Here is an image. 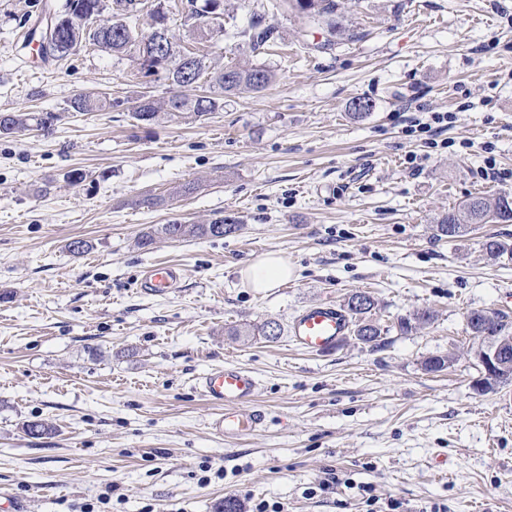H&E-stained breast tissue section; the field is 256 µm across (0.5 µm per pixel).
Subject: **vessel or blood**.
<instances>
[{
    "label": "vessel or blood",
    "instance_id": "vessel-or-blood-1",
    "mask_svg": "<svg viewBox=\"0 0 512 512\" xmlns=\"http://www.w3.org/2000/svg\"><path fill=\"white\" fill-rule=\"evenodd\" d=\"M179 265L155 264L147 267L141 280L142 290L161 295L181 279ZM351 322L335 304L319 303L302 309L289 325L292 344L303 351L327 354L348 336ZM201 395L216 408L209 425L217 436L242 438L259 431L264 425L263 414L252 402L258 389L257 377L237 366L212 368L198 381Z\"/></svg>",
    "mask_w": 512,
    "mask_h": 512
}]
</instances>
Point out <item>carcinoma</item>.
Instances as JSON below:
<instances>
[{
  "mask_svg": "<svg viewBox=\"0 0 512 512\" xmlns=\"http://www.w3.org/2000/svg\"><path fill=\"white\" fill-rule=\"evenodd\" d=\"M77 2L73 15L62 20L60 31L65 40L75 44H89L102 51L112 53H133L140 55L156 46L153 35L142 36L130 27L128 19L140 12L141 0H66ZM288 7L307 15L318 24L326 25L331 31L339 32L341 23L336 20V0H283ZM152 30L166 29L163 44L159 50L167 57L168 74L173 86L180 88L189 84L186 72L182 71V52L178 39L169 28V8L165 0H156L155 10L150 14ZM264 18L257 15L251 23L249 39L250 49L257 52L274 39L275 30L263 24ZM197 79L208 83V91L204 95L188 96L174 94L179 104L171 103L159 107L155 102L142 97L132 117L136 123L151 124L164 115L170 119L197 121L224 108V96L244 92L258 93L265 90L275 80L274 73L264 67L225 65L219 67L211 61L209 54L199 53L196 58ZM112 107V99L94 93H80L70 102V109L75 112H98ZM60 119L54 112H9L0 113V136L9 137L14 134L23 135L27 131L50 129ZM512 223V193L503 191L490 198L473 196L462 201L448 211L438 221L439 236L450 239L461 238L468 234L474 224ZM232 231V225L217 218L209 224H161L151 227L137 239V245L145 248L152 244L154 237L163 235L169 239L180 241L194 238H222ZM490 260L495 262L512 261V245L489 237L484 242ZM375 302L366 293L350 295L344 309L352 319L353 334L360 343L377 350L385 345L382 337L384 330L372 318ZM432 313L415 310L397 319L396 327L402 334L429 323ZM468 324L483 329L495 336L504 332L512 333V321L508 316L497 311L472 310L468 313ZM52 424L43 420L26 421L22 431L32 437L49 435L53 432Z\"/></svg>",
  "mask_w": 512,
  "mask_h": 512,
  "instance_id": "cac0c4a2",
  "label": "carcinoma"
}]
</instances>
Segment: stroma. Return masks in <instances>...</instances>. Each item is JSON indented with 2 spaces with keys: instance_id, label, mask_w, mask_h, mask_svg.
I'll return each instance as SVG.
<instances>
[{
  "instance_id": "stroma-1",
  "label": "stroma",
  "mask_w": 512,
  "mask_h": 512,
  "mask_svg": "<svg viewBox=\"0 0 512 512\" xmlns=\"http://www.w3.org/2000/svg\"><path fill=\"white\" fill-rule=\"evenodd\" d=\"M46 2L0 0V113L61 116L0 138V492L21 512H217L228 497L366 512L367 484L407 512H512V382L477 388L466 326L475 309L512 316V262L482 250L512 243V223L437 236L468 197L512 191V0H337V34L270 0H228L206 49L274 83L149 127L131 117L138 100L173 87L91 45L38 57ZM256 15L278 33L259 55ZM85 92L116 105L69 111ZM359 97L374 109L357 119ZM432 112L454 115L435 148L408 131ZM490 157L510 179L482 177ZM220 217L236 231L136 245L149 226ZM76 238L90 249L71 254ZM268 252L294 274L261 294L239 270ZM159 261L185 273L150 296L137 283ZM356 292L377 303L383 349L350 335L326 355L290 344L303 308ZM417 309L432 322L400 333ZM269 320L273 340L258 333ZM244 326L251 337L232 336ZM448 354V369L425 370ZM227 364L259 379L266 421L243 439L213 434L198 389ZM30 420L55 430L28 436Z\"/></svg>"
}]
</instances>
